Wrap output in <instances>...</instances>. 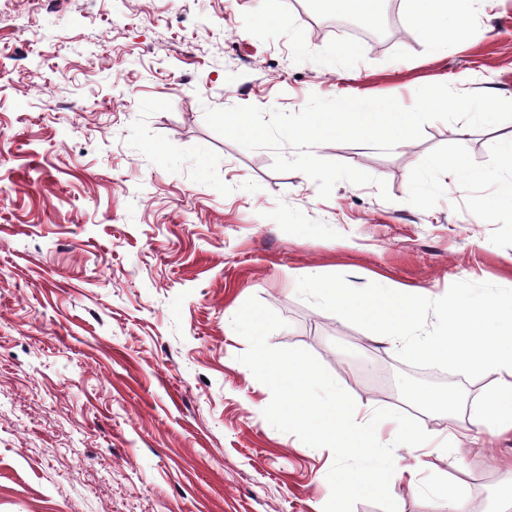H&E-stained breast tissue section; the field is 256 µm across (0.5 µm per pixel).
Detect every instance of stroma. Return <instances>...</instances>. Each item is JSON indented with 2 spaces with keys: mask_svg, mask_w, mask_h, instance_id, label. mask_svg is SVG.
<instances>
[{
  "mask_svg": "<svg viewBox=\"0 0 512 512\" xmlns=\"http://www.w3.org/2000/svg\"><path fill=\"white\" fill-rule=\"evenodd\" d=\"M314 3L261 25V0H0V512H332L339 476L364 466L282 416L259 352L302 357L427 434L469 429L490 377L375 341L298 280L419 289L432 334L447 300L511 303L512 207L491 174L512 120L464 137L433 121L388 154L316 145L374 178L323 199L204 111L296 113L314 94L409 106L435 83L512 100V0H475L446 53L404 0H381L370 41L323 28ZM455 155L486 180L427 167ZM423 388L456 395L455 421L416 406ZM483 439L433 454L417 486L340 506L448 512L446 477L465 512H498L512 437Z\"/></svg>",
  "mask_w": 512,
  "mask_h": 512,
  "instance_id": "35a3bbf8",
  "label": "stroma"
}]
</instances>
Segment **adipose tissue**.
I'll return each instance as SVG.
<instances>
[{
  "mask_svg": "<svg viewBox=\"0 0 512 512\" xmlns=\"http://www.w3.org/2000/svg\"><path fill=\"white\" fill-rule=\"evenodd\" d=\"M468 0H408L410 11L418 25L429 34L434 49L449 47V34H462L468 27ZM453 23L452 33H444V20ZM305 281L310 290L329 297L336 311L344 317H355L371 326L376 338L395 348H403L425 357L451 359L478 370L495 379L470 417L473 429L466 438L449 434L445 448L459 452L461 442L478 443L481 434L498 436L512 434V305L491 309L470 308L460 314L450 308L448 328L444 335L432 336L425 332L419 320V292L413 288H383L368 300H360L354 289L342 283L329 284L315 273H308ZM497 327L495 345L491 351L479 347L486 325ZM255 369L271 374L280 383L282 400L288 419L305 429L318 443H334L354 458L366 460L381 458L383 464L376 476L381 480H404L406 473L398 469L392 455L399 448H422L428 443L420 428L399 422L389 430L387 439H380L374 410L354 402L343 393H334L323 409L310 406L308 392L321 381L319 371L306 360L292 358L274 364L265 356H258Z\"/></svg>",
  "mask_w": 512,
  "mask_h": 512,
  "instance_id": "ef3b65f1",
  "label": "adipose tissue"
}]
</instances>
